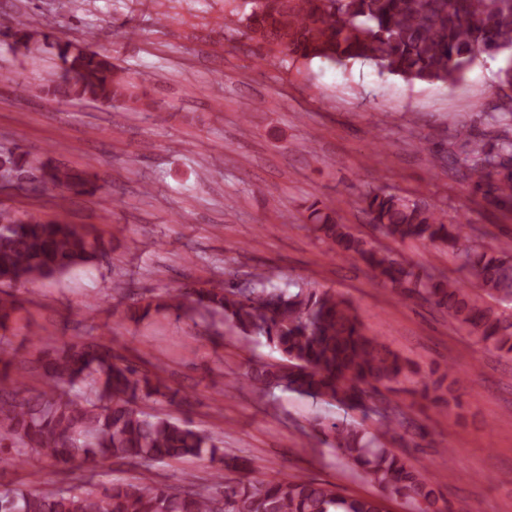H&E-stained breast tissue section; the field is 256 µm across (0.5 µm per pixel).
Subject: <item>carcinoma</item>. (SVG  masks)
<instances>
[{
    "mask_svg": "<svg viewBox=\"0 0 512 512\" xmlns=\"http://www.w3.org/2000/svg\"><path fill=\"white\" fill-rule=\"evenodd\" d=\"M249 11L224 16V27L244 24L257 42L258 58L280 54L279 62L320 60L346 68L357 61L407 82H462L476 56L512 52V0H247ZM0 35L28 42L27 25L0 20ZM73 74H57L47 94L55 98L103 104L139 103L112 62L99 53L58 45ZM511 117L496 141L488 144L462 126L464 155L448 156V165L490 205L512 207V98L500 105ZM44 188L58 194L76 191L67 171L44 176ZM362 202L369 221L399 243L428 241L445 245L459 261L460 276L421 269L391 250L355 233L336 212L315 200L305 208L304 223L315 226L330 248L360 261L379 284L399 296L416 297L446 312L459 328L486 349L512 356V254L476 244L465 225L448 223L434 205L419 198L367 192ZM103 253V244L79 226L22 219L0 212V275L14 273L22 283L60 278ZM263 269L243 291L231 280L206 288L176 289L162 302L190 318L197 309L218 315L245 339L263 338L279 358L252 367L241 387L265 394L280 388L334 401L368 414L367 403L380 399L378 411L387 430L405 427L388 394L410 380L414 370L378 337L367 333L358 313L329 289L275 284ZM12 360L0 358V461L24 462L34 451L57 463L112 460L158 462L209 455L216 492L196 486L173 488L143 476L135 483L114 482L100 490L0 492V512H387L385 500L400 498L414 512H469L462 501L445 500L435 475L409 464L362 423L329 426L343 457L380 494L356 497L335 484L300 477L269 480L232 477L249 461H226L224 449L209 431L135 407L139 399L166 396L168 387L155 374L139 375L105 344L73 343L45 353L42 391L25 395L12 375ZM459 373L454 366L438 377H422V397L438 408L458 404Z\"/></svg>",
    "mask_w": 512,
    "mask_h": 512,
    "instance_id": "carcinoma-1",
    "label": "carcinoma"
}]
</instances>
